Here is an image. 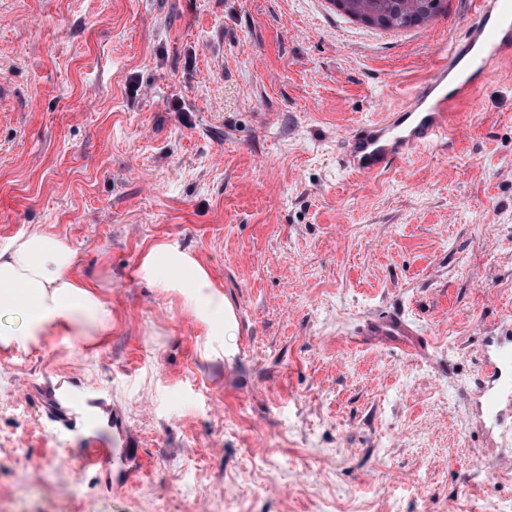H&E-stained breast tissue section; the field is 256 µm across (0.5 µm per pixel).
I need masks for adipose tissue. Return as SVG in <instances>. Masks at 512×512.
<instances>
[{
  "label": "adipose tissue",
  "mask_w": 512,
  "mask_h": 512,
  "mask_svg": "<svg viewBox=\"0 0 512 512\" xmlns=\"http://www.w3.org/2000/svg\"><path fill=\"white\" fill-rule=\"evenodd\" d=\"M76 251L48 231H34L0 248V313L21 318L20 335L54 330L65 336H105L112 310L93 276L73 273ZM139 275L157 288L180 294L207 335H223L231 309L205 267L176 244L159 242L144 255Z\"/></svg>",
  "instance_id": "adipose-tissue-1"
}]
</instances>
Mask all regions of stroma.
I'll return each mask as SVG.
<instances>
[{
	"label": "stroma",
	"mask_w": 512,
	"mask_h": 512,
	"mask_svg": "<svg viewBox=\"0 0 512 512\" xmlns=\"http://www.w3.org/2000/svg\"><path fill=\"white\" fill-rule=\"evenodd\" d=\"M471 22L468 0L390 31L329 0H0V248L65 237L112 308L110 335L0 346V512L512 502V460L470 407L486 332L512 331V68L446 142L377 175L339 159ZM160 241L223 292L224 335L141 281ZM393 309L425 354L357 343ZM59 370L149 450L125 487L74 475L81 441L34 391Z\"/></svg>",
	"instance_id": "stroma-1"
}]
</instances>
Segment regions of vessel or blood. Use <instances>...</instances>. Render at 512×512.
<instances>
[{
  "label": "vessel or blood",
  "instance_id": "vessel-or-blood-1",
  "mask_svg": "<svg viewBox=\"0 0 512 512\" xmlns=\"http://www.w3.org/2000/svg\"><path fill=\"white\" fill-rule=\"evenodd\" d=\"M471 5L474 22L466 40L442 51L423 86L411 92L403 106L342 141L345 169L372 174L447 137L451 107L472 93L478 77L512 61V0H471ZM361 336L365 343L407 352L420 347L417 329L398 312L370 318ZM37 391L52 429L80 435V473L110 469L121 481L147 468L150 454L135 438L123 412L106 398L87 396L70 372H58ZM473 394L484 424L498 434L503 446L512 445L511 330L484 337Z\"/></svg>",
  "mask_w": 512,
  "mask_h": 512
}]
</instances>
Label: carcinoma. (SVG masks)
<instances>
[{
  "mask_svg": "<svg viewBox=\"0 0 512 512\" xmlns=\"http://www.w3.org/2000/svg\"><path fill=\"white\" fill-rule=\"evenodd\" d=\"M444 0H341L340 12L367 26L398 30L422 25L442 11Z\"/></svg>",
  "mask_w": 512,
  "mask_h": 512,
  "instance_id": "carcinoma-1",
  "label": "carcinoma"
}]
</instances>
